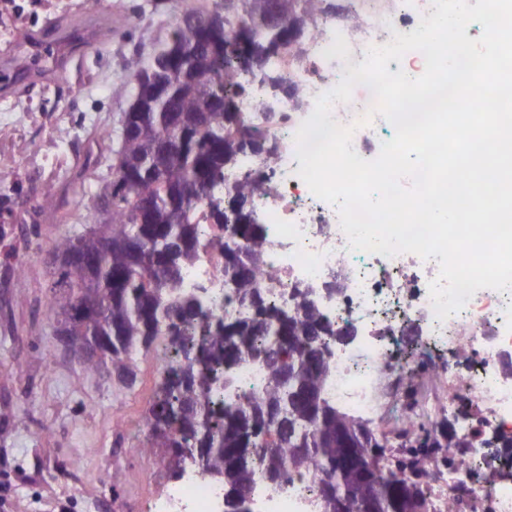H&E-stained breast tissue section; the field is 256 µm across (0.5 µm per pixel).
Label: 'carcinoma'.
Listing matches in <instances>:
<instances>
[{
	"instance_id": "1",
	"label": "carcinoma",
	"mask_w": 512,
	"mask_h": 512,
	"mask_svg": "<svg viewBox=\"0 0 512 512\" xmlns=\"http://www.w3.org/2000/svg\"><path fill=\"white\" fill-rule=\"evenodd\" d=\"M270 0H224L206 28L177 24L153 56L129 63L132 100L122 121L134 134L120 141L117 165L98 195L108 198V217L53 245L54 295L50 315L56 332L72 337V356L87 369L100 359L85 355L89 336H110L103 351L112 375L132 388L138 380L133 352L150 349L163 339L169 365L148 414L154 448L168 449L172 476L182 475L191 448L206 449L200 470L224 484V512H250L248 491L253 469L266 470L277 485L290 469H311L317 484L316 512H336L338 497L360 498L369 492L356 470V448H378L377 439L356 419L336 409L322 391L328 372V350L335 330L298 292L291 311L269 306L253 279L265 255L263 225H235L246 241L224 249V275L237 281L235 297L253 308L247 320L213 322L200 298L180 288L186 268L197 256L201 223H228L242 200L265 190V183L245 176L224 194L214 210L205 205L210 186L224 180V169L240 155L257 153L267 167L277 147L262 130L244 122L236 99L248 94L234 81L238 71L266 74L272 47L290 44L325 0H277L288 27L271 29L265 19ZM249 21L250 45L227 41L224 29ZM178 141L172 151L161 149ZM101 313L88 320L87 304ZM260 358L267 368L265 392L224 409L218 419L207 406L218 390L215 378L230 376L234 365ZM292 374L288 386L281 385ZM281 404L288 434L268 409ZM382 512H417L418 484L393 472L380 473Z\"/></svg>"
}]
</instances>
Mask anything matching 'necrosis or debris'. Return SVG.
Wrapping results in <instances>:
<instances>
[{
    "label": "necrosis or debris",
    "instance_id": "4bbe7bcc",
    "mask_svg": "<svg viewBox=\"0 0 512 512\" xmlns=\"http://www.w3.org/2000/svg\"><path fill=\"white\" fill-rule=\"evenodd\" d=\"M431 0H346L343 16L330 9L314 12L297 46L270 60L269 71L300 89L297 97H272L262 75L246 74L247 98L237 109L245 121L260 126L278 145L273 168L257 156L241 155L225 169L224 185L233 187L245 175L262 176L263 194L254 210L266 228L265 263L255 279L269 302L283 310L294 307V288L310 297L336 331L342 332L330 357L326 393L364 419L372 434L405 443L399 477L420 480L410 443L415 433L436 419L455 415L461 402L480 416L462 425L469 448L431 449L447 459L441 483L429 490L431 512L454 501L457 512H512V478L500 480L489 493L474 491L478 470L504 463V447L512 445V293L478 290L464 308L437 319L429 284L439 274L437 259L413 253L393 257L351 250L337 208L312 194L299 177L295 134L311 115L317 96L331 91L364 61L368 47L392 41L394 33H411L422 17L434 14ZM371 90L355 86L350 101L335 102L332 119L353 127L352 146L360 157L379 152L374 140L380 115H369ZM210 224L197 259L181 286L199 291L203 307L218 319L248 318L252 310L236 301L225 286L224 254L212 244L222 236ZM339 276L345 287L332 293L328 284ZM416 342H407L408 333ZM454 344L466 347L469 371L438 363L419 372L422 349ZM267 373L261 361L235 365L224 388L211 397L216 413L244 397L261 393ZM316 492L308 472L290 470L287 480L272 486L256 471L249 493L251 512H313ZM153 512H224V488L195 468L165 485L151 505Z\"/></svg>",
    "mask_w": 512,
    "mask_h": 512
}]
</instances>
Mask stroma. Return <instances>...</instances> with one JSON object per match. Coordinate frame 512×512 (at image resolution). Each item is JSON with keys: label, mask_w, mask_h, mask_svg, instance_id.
Here are the masks:
<instances>
[{"label": "stroma", "mask_w": 512, "mask_h": 512, "mask_svg": "<svg viewBox=\"0 0 512 512\" xmlns=\"http://www.w3.org/2000/svg\"><path fill=\"white\" fill-rule=\"evenodd\" d=\"M190 0H0V19L24 33L58 20L107 25L101 41L68 52L47 76L4 66L11 37L0 30V512H85L83 498L145 500L159 493L165 451L113 460L146 417L165 357L135 359L126 388L110 365L80 369L50 318L53 242L101 216L98 186L110 179L115 136L130 100L127 62L149 57ZM53 189V206L41 204Z\"/></svg>", "instance_id": "35a3bbf8"}]
</instances>
